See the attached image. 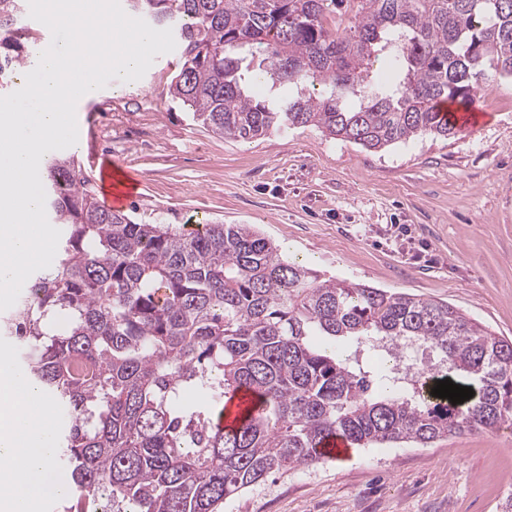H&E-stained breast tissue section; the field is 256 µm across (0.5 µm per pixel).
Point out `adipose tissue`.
<instances>
[{
  "label": "adipose tissue",
  "mask_w": 512,
  "mask_h": 512,
  "mask_svg": "<svg viewBox=\"0 0 512 512\" xmlns=\"http://www.w3.org/2000/svg\"><path fill=\"white\" fill-rule=\"evenodd\" d=\"M54 416L52 401L1 351L0 512H32L40 500L67 492L53 464Z\"/></svg>",
  "instance_id": "ef3b65f1"
}]
</instances>
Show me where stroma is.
<instances>
[{
    "label": "stroma",
    "mask_w": 512,
    "mask_h": 512,
    "mask_svg": "<svg viewBox=\"0 0 512 512\" xmlns=\"http://www.w3.org/2000/svg\"><path fill=\"white\" fill-rule=\"evenodd\" d=\"M177 52L135 82L113 80L76 114L92 146L73 154L104 199L100 166L137 179L124 208L164 224H252L326 274L449 302L512 338V79L457 135L380 151L314 127L251 141L214 134L166 88ZM512 492V426L426 448H357L288 471L224 512H498Z\"/></svg>",
    "instance_id": "stroma-1"
}]
</instances>
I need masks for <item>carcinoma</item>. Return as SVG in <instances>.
Here are the masks:
<instances>
[{"label":"carcinoma","instance_id":"1","mask_svg":"<svg viewBox=\"0 0 512 512\" xmlns=\"http://www.w3.org/2000/svg\"><path fill=\"white\" fill-rule=\"evenodd\" d=\"M170 29L167 95L215 134L314 126L370 150L456 124L512 78V0H126ZM28 0H0V90L29 60ZM352 13L349 30L329 15ZM320 86L318 92L311 91ZM58 260L0 332L63 425L54 461L68 512H223L269 476L358 448L425 447L512 421V340L456 306L325 277L251 224L187 231L99 204L73 156L42 175ZM419 345L439 363L413 376ZM473 389L453 408L437 381ZM250 399L221 427L226 403Z\"/></svg>","mask_w":512,"mask_h":512}]
</instances>
